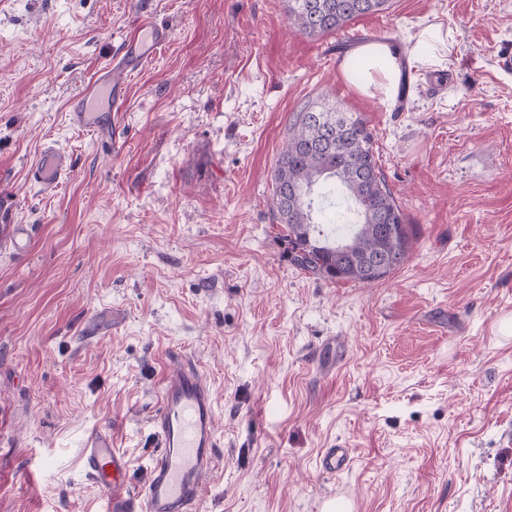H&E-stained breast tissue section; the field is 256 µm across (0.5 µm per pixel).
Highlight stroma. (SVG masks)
<instances>
[{
    "label": "stroma",
    "mask_w": 512,
    "mask_h": 512,
    "mask_svg": "<svg viewBox=\"0 0 512 512\" xmlns=\"http://www.w3.org/2000/svg\"><path fill=\"white\" fill-rule=\"evenodd\" d=\"M151 15L170 41L95 132L72 96ZM447 28L428 69L420 31ZM401 52L394 102L362 46ZM512 0H392L309 38L284 0H0V512H108V426L143 487L157 385L205 376L197 512H512ZM360 114L420 236L387 280L294 265L268 200L293 112ZM70 177H29L46 145ZM326 448L350 468L322 473Z\"/></svg>",
    "instance_id": "obj_1"
}]
</instances>
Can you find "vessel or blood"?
Segmentation results:
<instances>
[{"mask_svg": "<svg viewBox=\"0 0 512 512\" xmlns=\"http://www.w3.org/2000/svg\"><path fill=\"white\" fill-rule=\"evenodd\" d=\"M168 40V29L141 17L112 62L100 68L74 97L69 109L72 123L96 129V102L102 96L113 111H123L128 78ZM49 156L50 168L31 172L32 180L46 190L54 189L70 172L61 153L53 150ZM152 426L158 450L141 491H132L128 485L129 463L115 448L110 428L100 427L88 434L83 468L104 493L110 512H195L218 456L214 400L197 368L188 365L164 378ZM351 463L347 448L325 449L319 458V468L327 474L343 472Z\"/></svg>", "mask_w": 512, "mask_h": 512, "instance_id": "obj_1", "label": "vessel or blood"}]
</instances>
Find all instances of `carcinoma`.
I'll use <instances>...</instances> for the list:
<instances>
[{
	"label": "carcinoma",
	"instance_id": "obj_1",
	"mask_svg": "<svg viewBox=\"0 0 512 512\" xmlns=\"http://www.w3.org/2000/svg\"><path fill=\"white\" fill-rule=\"evenodd\" d=\"M288 23L315 38L385 9L389 0H285ZM374 135L362 116L307 104L293 113L272 173V221L288 241L293 262L331 280L373 284L389 277L418 240L373 151ZM321 197L341 199L334 228L314 221Z\"/></svg>",
	"mask_w": 512,
	"mask_h": 512
}]
</instances>
